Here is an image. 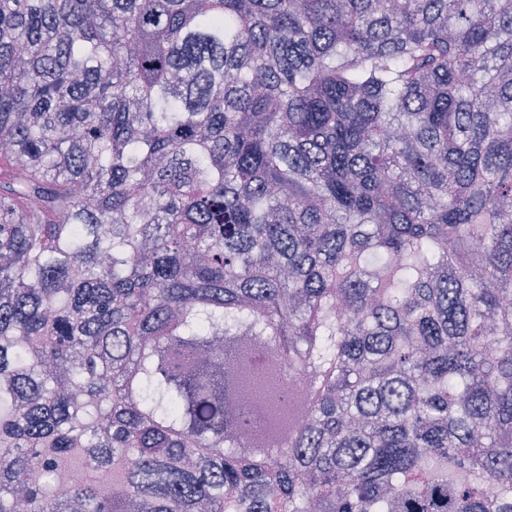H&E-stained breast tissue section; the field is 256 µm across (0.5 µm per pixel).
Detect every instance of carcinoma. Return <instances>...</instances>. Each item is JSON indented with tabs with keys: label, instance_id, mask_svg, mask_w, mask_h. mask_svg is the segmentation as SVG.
I'll return each mask as SVG.
<instances>
[{
	"label": "carcinoma",
	"instance_id": "obj_1",
	"mask_svg": "<svg viewBox=\"0 0 512 512\" xmlns=\"http://www.w3.org/2000/svg\"><path fill=\"white\" fill-rule=\"evenodd\" d=\"M16 501L512 512V0H0Z\"/></svg>",
	"mask_w": 512,
	"mask_h": 512
}]
</instances>
